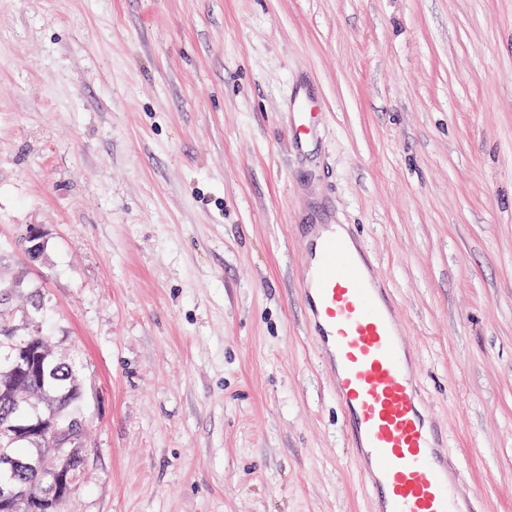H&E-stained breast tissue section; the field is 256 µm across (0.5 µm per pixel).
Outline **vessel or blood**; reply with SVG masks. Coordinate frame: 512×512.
<instances>
[{"instance_id": "1", "label": "vessel or blood", "mask_w": 512, "mask_h": 512, "mask_svg": "<svg viewBox=\"0 0 512 512\" xmlns=\"http://www.w3.org/2000/svg\"><path fill=\"white\" fill-rule=\"evenodd\" d=\"M290 135H317L300 112ZM298 299L310 339L344 412V432L373 512H478L448 463L442 428L424 411L414 354L375 265L337 224H310Z\"/></svg>"}]
</instances>
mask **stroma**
Listing matches in <instances>:
<instances>
[{
  "label": "stroma",
  "instance_id": "obj_1",
  "mask_svg": "<svg viewBox=\"0 0 512 512\" xmlns=\"http://www.w3.org/2000/svg\"><path fill=\"white\" fill-rule=\"evenodd\" d=\"M300 224L363 240L480 512H512V0H0V243L46 240L0 268L86 402L64 512H367ZM307 110L308 106H305L303 112H297V121L294 127L288 130V136L290 135L301 145L317 136L316 112H306ZM27 242V260L29 264H35L40 261L44 254V240L42 231L36 227L27 228L26 235L24 233L14 242V247L20 251H24Z\"/></svg>",
  "mask_w": 512,
  "mask_h": 512
}]
</instances>
